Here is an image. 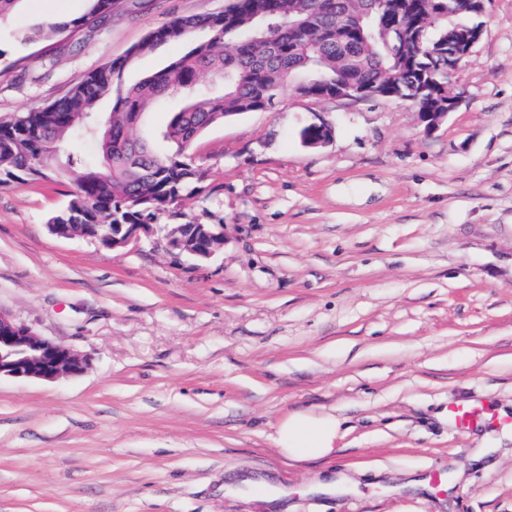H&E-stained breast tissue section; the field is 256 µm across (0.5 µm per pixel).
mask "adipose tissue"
Here are the masks:
<instances>
[{
  "mask_svg": "<svg viewBox=\"0 0 512 512\" xmlns=\"http://www.w3.org/2000/svg\"><path fill=\"white\" fill-rule=\"evenodd\" d=\"M340 436V423L330 414L295 411L277 426L274 442L291 460L330 455Z\"/></svg>",
  "mask_w": 512,
  "mask_h": 512,
  "instance_id": "1",
  "label": "adipose tissue"
}]
</instances>
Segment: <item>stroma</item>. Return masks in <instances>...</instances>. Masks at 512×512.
<instances>
[{
  "label": "stroma",
  "instance_id": "35a3bbf8",
  "mask_svg": "<svg viewBox=\"0 0 512 512\" xmlns=\"http://www.w3.org/2000/svg\"><path fill=\"white\" fill-rule=\"evenodd\" d=\"M230 0H118L101 26L39 36L88 0L0 18V120L63 97L149 33ZM425 131L407 100L283 92L210 127L181 222L220 225L196 260L163 233L109 249L52 234L72 176L0 187V311L88 360L0 381V512H512V0H489ZM204 32L132 58V84ZM129 56V55H128ZM328 123L330 142L302 144ZM481 405L459 431L449 405ZM336 415L328 458L292 461L287 413ZM439 469L451 492L395 494ZM344 473L355 492L310 493ZM300 137L305 146H322L330 141L331 128L324 123H312L301 130Z\"/></svg>",
  "mask_w": 512,
  "mask_h": 512
}]
</instances>
